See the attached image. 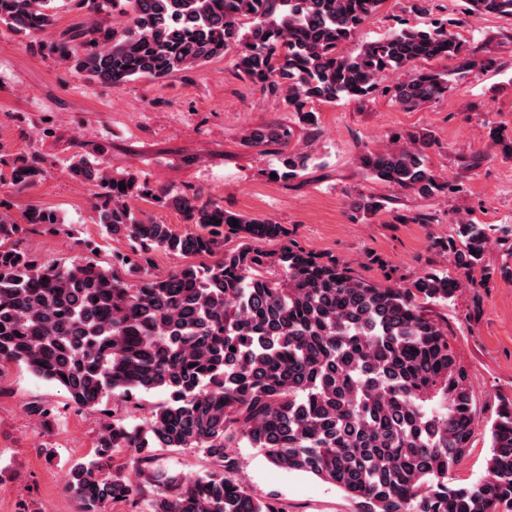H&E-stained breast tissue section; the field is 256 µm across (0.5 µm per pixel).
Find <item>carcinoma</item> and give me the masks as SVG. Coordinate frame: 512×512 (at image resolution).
<instances>
[{
    "mask_svg": "<svg viewBox=\"0 0 512 512\" xmlns=\"http://www.w3.org/2000/svg\"><path fill=\"white\" fill-rule=\"evenodd\" d=\"M52 0H0V23L35 38L53 24ZM88 20L55 37L49 49L64 63L112 86L194 69L234 52L237 75L279 96L300 122L314 124L309 103L334 104L373 94L388 71L400 74L392 100L405 109L436 100L446 74L421 60H461L464 69L494 68L493 58L463 56L458 28L483 16L512 21V0H466L462 18L403 25L343 55L384 0H78ZM123 7L120 28L101 17ZM293 129L273 124L250 131L245 144L277 145L276 179L290 182L310 155L288 150ZM430 140L358 156L371 179L431 198L460 192V183L429 166ZM18 192L42 177L34 154L12 159ZM68 173L96 188L97 223L137 241L127 263L130 283L91 261L43 267L13 241L24 225L60 223L53 210L30 208L16 221L0 211V363L25 366L95 413L112 396L136 401L166 394L146 427L161 448H203L222 468L192 480L156 471L149 512H283L257 499L233 477L242 440L276 467L310 473L355 500L357 512H512V401L490 427L486 477L448 485L455 462L471 447L474 396L439 323L422 309L445 301L458 285L426 273L408 285H379L352 274L332 256H315L288 239L270 218H248L196 194L178 195L180 233L131 203L164 207L170 191L131 173H112L74 158ZM126 189H120V185ZM388 199L360 195L354 220L386 208ZM237 225H232V220ZM237 246L224 249V240ZM278 242L265 250L261 242ZM487 228L456 221V237L432 248L453 255L469 274L482 266ZM211 257L165 275L148 272L151 253ZM235 351H230V348ZM137 443L135 431L99 422L96 458L73 463L66 488L81 512H105L108 501L142 497V488L109 474L112 452Z\"/></svg>",
    "mask_w": 512,
    "mask_h": 512,
    "instance_id": "obj_1",
    "label": "carcinoma"
}]
</instances>
